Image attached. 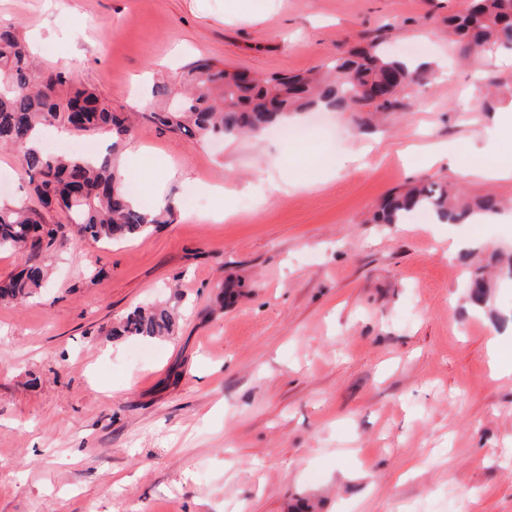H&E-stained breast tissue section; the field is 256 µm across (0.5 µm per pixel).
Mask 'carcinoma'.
Masks as SVG:
<instances>
[{
  "instance_id": "carcinoma-1",
  "label": "carcinoma",
  "mask_w": 512,
  "mask_h": 512,
  "mask_svg": "<svg viewBox=\"0 0 512 512\" xmlns=\"http://www.w3.org/2000/svg\"><path fill=\"white\" fill-rule=\"evenodd\" d=\"M448 36L460 44L466 64L495 45L511 46L512 0H474L467 13L448 19ZM189 74L190 88L180 96L179 107L152 112L149 118L203 140L256 133L312 108L388 112L399 107V95L412 81L427 80L426 71L386 55L374 41L324 70L303 74L272 73L238 83L232 71L207 62L193 65ZM58 126L83 135L108 134L118 141L129 131L122 113L75 85L66 72L39 68L16 33L0 28V147L17 151L42 205L40 210L0 206V249L15 252L24 264L19 273L0 281V302H21L36 294L48 278L49 252L78 237L109 243L175 222L172 204L145 208L131 197L115 160L52 154L29 146L42 129ZM501 208L502 201L493 194L462 202L447 186L432 182L390 198L373 222L400 224L428 210L449 224H466L477 214ZM73 226L79 235L72 233ZM175 328L169 308L156 304L134 309L108 336L166 339Z\"/></svg>"
}]
</instances>
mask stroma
<instances>
[{
    "label": "stroma",
    "instance_id": "1",
    "mask_svg": "<svg viewBox=\"0 0 512 512\" xmlns=\"http://www.w3.org/2000/svg\"><path fill=\"white\" fill-rule=\"evenodd\" d=\"M471 0H0L45 69H61L138 119L117 147L141 206L185 202L176 221L112 244L50 253V278L0 303V512H512V283L475 305L469 277L512 252V180L448 160L512 110V53L458 62L448 19ZM447 70L394 111L352 112L199 141L149 120L158 83L189 65L303 73L371 39ZM439 150L429 164L413 150ZM359 160L305 191L241 193L288 153ZM424 180L506 201L471 258L444 224H375ZM214 187L235 212L209 217ZM166 303L173 339H108ZM415 477L402 479L409 467Z\"/></svg>",
    "mask_w": 512,
    "mask_h": 512
}]
</instances>
